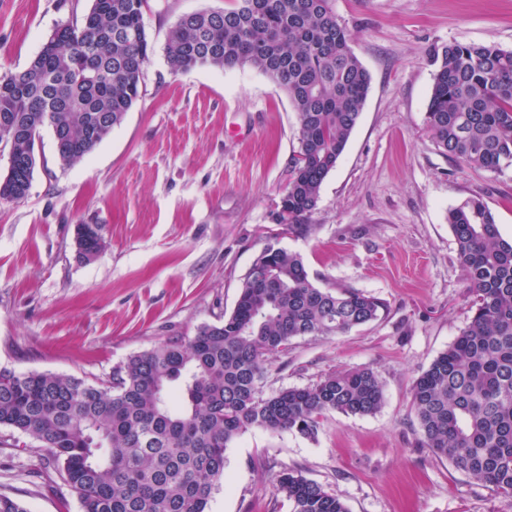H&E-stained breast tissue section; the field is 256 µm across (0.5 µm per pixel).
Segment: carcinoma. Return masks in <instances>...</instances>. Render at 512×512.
Masks as SVG:
<instances>
[{"label": "carcinoma", "mask_w": 512, "mask_h": 512, "mask_svg": "<svg viewBox=\"0 0 512 512\" xmlns=\"http://www.w3.org/2000/svg\"><path fill=\"white\" fill-rule=\"evenodd\" d=\"M146 0H91L81 21L53 30L19 72L0 73V144L15 157L0 200L29 192L48 128L82 146L80 161L140 97L153 53ZM333 0H237L179 17L164 51L174 74L200 66L250 67L285 92L299 150L276 221L298 234L315 210L358 124L371 77L352 52ZM426 126L459 162L512 166V50L448 44L433 50ZM472 317L415 379L421 445L471 479L512 495V237L483 200L448 211ZM76 248L90 263L104 248L96 224H79ZM385 304L353 289L333 293L309 278L301 256L274 244L255 258L230 315L131 356L99 384L55 373L0 370V427L48 449L82 512H206L224 479L225 451L251 428L315 439L325 414L371 415L384 385L370 368L260 395L268 361L305 336H334L378 318ZM290 512H349L294 470L276 477Z\"/></svg>", "instance_id": "cac0c4a2"}]
</instances>
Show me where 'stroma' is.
I'll list each match as a JSON object with an SVG mask.
<instances>
[{"instance_id":"1","label":"stroma","mask_w":512,"mask_h":512,"mask_svg":"<svg viewBox=\"0 0 512 512\" xmlns=\"http://www.w3.org/2000/svg\"><path fill=\"white\" fill-rule=\"evenodd\" d=\"M235 0H147L154 52L141 96L84 159L64 167L50 130L27 198L0 202V370L95 383L130 356L231 313L270 243L299 253L317 287L354 289L386 309L337 336L293 340L270 364L263 395L358 367L376 371L373 415L326 414L316 439L253 429L225 452L209 512H289L273 484L301 471L350 512H512L504 495L418 444L411 388L470 320L449 209L481 198L512 237V167H469L426 129L431 49L483 43L512 50V0H334L371 75L359 122L326 177L312 231L276 221L298 151L285 92L257 70L172 74L168 28L183 14ZM90 0H0V73L25 69L52 31ZM96 224L105 247L77 260L75 228ZM41 443L0 427V494L28 512H81L76 492L44 469Z\"/></svg>"}]
</instances>
